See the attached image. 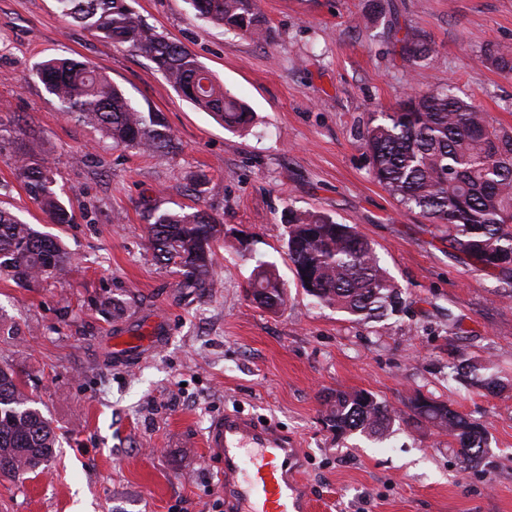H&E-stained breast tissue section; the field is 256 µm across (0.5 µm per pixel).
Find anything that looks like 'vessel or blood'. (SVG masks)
Here are the masks:
<instances>
[{"instance_id":"b4317fda","label":"vessel or blood","mask_w":512,"mask_h":512,"mask_svg":"<svg viewBox=\"0 0 512 512\" xmlns=\"http://www.w3.org/2000/svg\"><path fill=\"white\" fill-rule=\"evenodd\" d=\"M168 330L162 317L136 326L108 353L116 363L127 362L157 346ZM205 445L224 485L225 512H307L309 505L288 469L294 450L284 432L227 413L211 419Z\"/></svg>"}]
</instances>
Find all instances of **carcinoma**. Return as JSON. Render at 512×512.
I'll use <instances>...</instances> for the list:
<instances>
[{
  "instance_id": "cac0c4a2",
  "label": "carcinoma",
  "mask_w": 512,
  "mask_h": 512,
  "mask_svg": "<svg viewBox=\"0 0 512 512\" xmlns=\"http://www.w3.org/2000/svg\"><path fill=\"white\" fill-rule=\"evenodd\" d=\"M62 13L99 37L143 53L166 81L196 107L234 130L247 129L253 114L185 47L148 25L127 0H58ZM198 16L241 37L263 36L266 20L256 0H191ZM404 48L414 57L429 49L414 33ZM512 74V49L489 57ZM35 76L58 102L61 112L95 127L116 147L165 154L174 135L157 114L136 109L123 91L88 61L55 57L40 63ZM372 119L363 135L372 175L397 201L417 208L440 224L448 248L469 263L512 284V130L446 90L413 92L393 112ZM17 177L31 200L55 224L72 215L52 189L53 179L35 148L17 160ZM148 224V247L155 261L180 274L179 286L204 292L213 286L212 246L224 237V224L205 209L164 210ZM288 260L305 292L357 320L385 316L402 305V291L380 264L370 241L356 226L339 224L316 211L289 212ZM72 257L61 240L41 233L10 209L0 208V274L17 283L62 277ZM248 295L274 311L284 303L273 267L257 265ZM458 374L472 385L492 389L498 381L490 367L467 362ZM413 415L448 431L460 453L478 465L488 448L484 425L448 405L434 402ZM326 421L336 435H383L394 416L366 391L337 390L326 400ZM52 422L29 406L14 370L0 365V475L35 471L56 448Z\"/></svg>"
}]
</instances>
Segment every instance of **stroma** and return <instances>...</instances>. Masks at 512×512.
I'll use <instances>...</instances> for the list:
<instances>
[{
	"label": "stroma",
	"mask_w": 512,
	"mask_h": 512,
	"mask_svg": "<svg viewBox=\"0 0 512 512\" xmlns=\"http://www.w3.org/2000/svg\"><path fill=\"white\" fill-rule=\"evenodd\" d=\"M128 2L254 123L225 129L148 57L77 25L58 0H0V123L13 131L0 142V205L73 257L58 283L0 276V364L59 441L38 472L0 477V512H224L204 436L227 411L295 443L310 512H512V285L451 256L434 225L373 179L362 140L420 85L452 88L512 129V76L486 59L512 46V0H258L269 29L258 40L195 18L189 0ZM410 29L427 60L403 52ZM59 54L93 62L140 111L160 113L173 153L113 147L59 112L33 74ZM32 142L72 223H52L15 174ZM189 207L224 224L203 295L179 288L146 246L154 209ZM291 210L356 225L401 288V310L356 321L306 294L286 254ZM260 260L283 281L275 311L246 293ZM154 314L170 322L160 346L131 366L106 361L107 339ZM464 360L491 365L500 386L455 378ZM338 389L394 410L389 435H336L323 398ZM419 394L487 427L481 464L415 419Z\"/></svg>",
	"instance_id": "1"
}]
</instances>
